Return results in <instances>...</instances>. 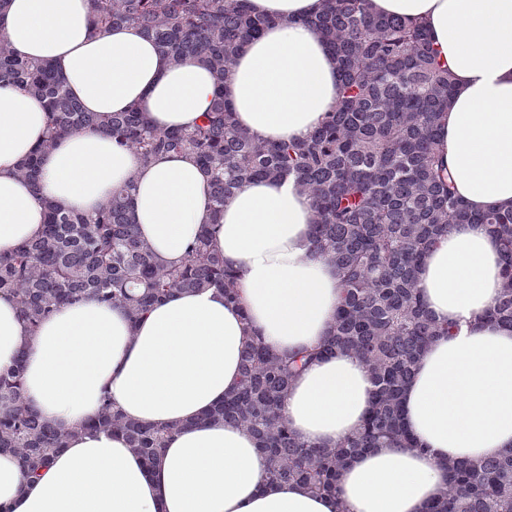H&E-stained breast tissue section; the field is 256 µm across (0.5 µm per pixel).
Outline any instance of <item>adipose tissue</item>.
<instances>
[{"label":"adipose tissue","mask_w":512,"mask_h":512,"mask_svg":"<svg viewBox=\"0 0 512 512\" xmlns=\"http://www.w3.org/2000/svg\"><path fill=\"white\" fill-rule=\"evenodd\" d=\"M272 18L246 42L224 81L239 128L268 141L307 138L336 103L334 56L305 24L319 0H248ZM370 11L424 25L452 73L438 119L440 154L470 211L512 208V0H368ZM91 0H6L0 37L22 60L50 63L86 111L137 107L161 129L199 123L214 98L208 67L173 64L133 25L92 32ZM41 99L0 85V254L39 236L45 201L94 215L112 186L134 177L133 219L158 262L178 265L212 224L209 178L184 155L140 164L103 130H73L43 153L39 181L17 173L44 139ZM315 211L293 181L236 191L213 240L237 275L221 289L175 291L138 324L94 300L61 306L38 325L0 293V372L24 366L25 397L62 432L65 448L31 474L0 453V512H427L448 461L512 449V328L488 320L503 283L494 237L455 224L422 258L417 287L430 317L453 327L420 357L402 401L413 444L370 449L342 470L335 496L265 482L257 440L208 420L235 392L255 342L286 356L332 330L342 288L313 246ZM373 384L355 355L336 352L291 383L282 413L303 442L331 448L361 428ZM127 418L172 427L154 466L126 439L89 432L104 400Z\"/></svg>","instance_id":"obj_1"}]
</instances>
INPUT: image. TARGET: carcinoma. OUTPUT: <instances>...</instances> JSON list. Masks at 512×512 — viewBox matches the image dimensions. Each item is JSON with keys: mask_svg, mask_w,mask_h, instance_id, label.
Returning a JSON list of instances; mask_svg holds the SVG:
<instances>
[{"mask_svg": "<svg viewBox=\"0 0 512 512\" xmlns=\"http://www.w3.org/2000/svg\"><path fill=\"white\" fill-rule=\"evenodd\" d=\"M92 9L96 30L135 24L174 64L204 62L215 82L212 105L189 130L158 129L135 107L102 121L49 65L14 58L0 38V83L43 99L48 112L47 136L18 173L36 182L39 156L59 136L101 128L142 163L164 153L193 155L210 177L214 224L245 184L294 178L317 215L314 247L340 273L335 324L319 347L288 358L261 342L251 346L238 390L210 417L256 438L267 482L295 481L333 496L351 457L408 443L402 391L426 346L450 332L426 313L416 271L448 226L483 224L495 237L504 284L487 317L512 326V210L471 212L439 159L437 120L453 97V79L423 26L375 15L368 0H320L305 23L323 35L338 62L336 104L307 138L267 143L238 128L224 101V79L244 43L273 23L251 13L248 0H92ZM133 184L131 176L114 187L93 218L45 202L42 235L0 255V293L14 295L31 324L88 298L125 308L134 323L177 290L218 287L235 300L236 275L212 248L210 227L189 246L182 266L156 262L132 222ZM338 349L365 363L374 401L359 431L334 448H316L292 434L281 403L305 366ZM0 403L7 407L0 414V452L17 454L38 473L50 452L65 447L67 434L27 404L22 363L0 373ZM86 429L123 435L149 466L170 433L125 418L108 400ZM430 512H512V450L448 464V490Z\"/></svg>", "mask_w": 512, "mask_h": 512, "instance_id": "obj_1", "label": "carcinoma"}]
</instances>
